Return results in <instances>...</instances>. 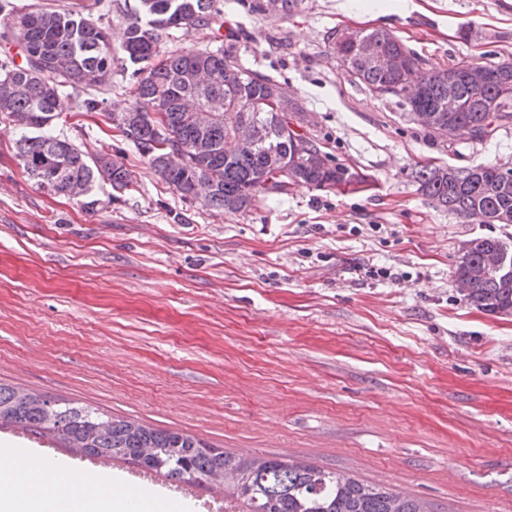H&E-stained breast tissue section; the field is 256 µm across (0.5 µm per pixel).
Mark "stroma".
<instances>
[{
	"label": "stroma",
	"instance_id": "stroma-1",
	"mask_svg": "<svg viewBox=\"0 0 512 512\" xmlns=\"http://www.w3.org/2000/svg\"><path fill=\"white\" fill-rule=\"evenodd\" d=\"M223 2L233 52L286 83L370 188L297 185L247 214L191 206L77 108L57 131L123 154L131 181L114 201L94 188L90 211L37 189L0 120V382L336 470L428 512H512V315L476 309L454 278L465 240H512V224L459 219L412 178L428 163L512 167V125L483 142L430 135L348 76L327 41L382 28L434 69L512 59V0H298L287 16ZM373 266L389 277L367 276ZM1 445L69 464L76 499L114 479L187 512L212 500L9 432Z\"/></svg>",
	"mask_w": 512,
	"mask_h": 512
}]
</instances>
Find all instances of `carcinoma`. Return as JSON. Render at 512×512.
<instances>
[{"instance_id":"obj_1","label":"carcinoma","mask_w":512,"mask_h":512,"mask_svg":"<svg viewBox=\"0 0 512 512\" xmlns=\"http://www.w3.org/2000/svg\"><path fill=\"white\" fill-rule=\"evenodd\" d=\"M125 19L122 62L133 67L132 102L113 112L95 95L83 100V111L105 118L122 140L132 144L147 164L180 199L216 212L247 213L269 196L288 194L292 183L343 193L366 177L337 162L329 142L315 134H298L284 126L265 106L288 89L270 75L246 67L223 49V39L236 37L224 26L219 0H138ZM102 0H72L56 9H17L0 3L5 13L0 39L17 44L21 64L0 60V118L21 131L16 157L37 187L51 196L77 198L107 183L120 193L129 186L124 163L110 154L90 155L64 135L52 132L56 119L72 110V92L96 90L112 79V41L95 14ZM207 29L214 48H190L155 61L163 38ZM226 33H221V30ZM360 46L337 43L333 53L350 59L347 73L377 97H390L408 109L407 116L431 134L445 136L440 121L453 120L483 142L512 123V60L485 65L489 80L479 87L462 75L468 61L428 69L425 60L384 29L359 32ZM377 55L403 53L407 70L390 75L364 65L362 49ZM197 72L194 83L181 75ZM417 88L408 101L399 89ZM457 96L464 111L448 113V94ZM228 100L238 119L247 124L256 148L248 154L227 149L224 112L205 125L188 122L186 113L203 112L215 100ZM323 151L325 169L295 164V178L286 176L293 160V138ZM184 148L183 161L170 160V146ZM416 191L464 220L482 224L512 222V171L485 163L463 169L424 165L415 170ZM512 244L496 237L464 242L454 271L465 299L492 314L512 313V275L494 268ZM16 426L34 436L53 438L79 457L122 460L143 473L164 475L224 493L232 512H426L406 495L361 483L345 474L277 457L233 455L180 431L116 417L46 394L0 383V428Z\"/></svg>"}]
</instances>
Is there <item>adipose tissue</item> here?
Listing matches in <instances>:
<instances>
[{"instance_id": "obj_1", "label": "adipose tissue", "mask_w": 512, "mask_h": 512, "mask_svg": "<svg viewBox=\"0 0 512 512\" xmlns=\"http://www.w3.org/2000/svg\"><path fill=\"white\" fill-rule=\"evenodd\" d=\"M75 481V473L61 463L35 461L20 449L0 448V512H131L134 495L118 482L108 495L83 505L45 494L46 486L64 488Z\"/></svg>"}]
</instances>
